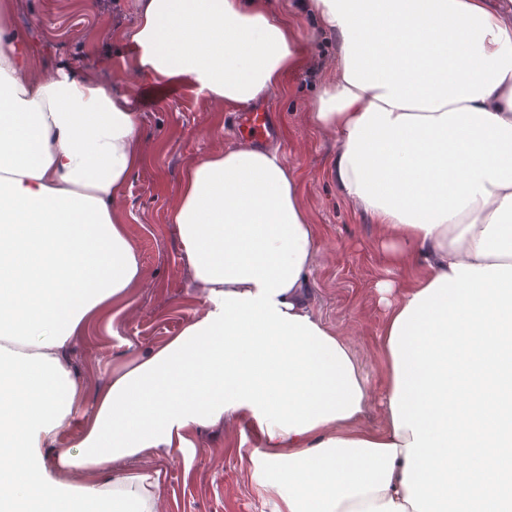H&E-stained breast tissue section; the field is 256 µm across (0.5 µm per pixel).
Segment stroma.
Returning a JSON list of instances; mask_svg holds the SVG:
<instances>
[{
	"label": "stroma",
	"instance_id": "obj_1",
	"mask_svg": "<svg viewBox=\"0 0 512 512\" xmlns=\"http://www.w3.org/2000/svg\"><path fill=\"white\" fill-rule=\"evenodd\" d=\"M273 2L278 14L301 30L306 47L304 66L287 74L284 91L263 105L280 130V152L298 177L300 199L316 232L306 286L317 315L351 341L376 395L382 389L377 340L384 316L376 284L383 279L404 283L411 272L386 263L376 246L377 226L339 195L329 172L336 141L309 121L335 50L332 37L289 12L288 0ZM14 5L12 28L36 48L45 71L61 63L92 64L104 82L121 79V57L128 52L122 33L136 15V0H14ZM133 104L144 118L145 159L123 188V206L140 255L142 285L118 326H99L67 354L71 375L89 404L113 368L178 335L204 309L168 214L182 171L202 154L241 140L234 127L236 109L197 95L185 83L161 87L137 80ZM190 439L193 453L170 457L158 450L145 460L162 472L158 512H272L263 467L238 453L258 445L246 421L199 427Z\"/></svg>",
	"mask_w": 512,
	"mask_h": 512
}]
</instances>
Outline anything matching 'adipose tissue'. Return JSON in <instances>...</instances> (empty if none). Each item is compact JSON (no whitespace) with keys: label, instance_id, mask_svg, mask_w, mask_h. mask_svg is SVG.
<instances>
[{"label":"adipose tissue","instance_id":"1","mask_svg":"<svg viewBox=\"0 0 512 512\" xmlns=\"http://www.w3.org/2000/svg\"><path fill=\"white\" fill-rule=\"evenodd\" d=\"M336 52L311 114L330 173L379 228L382 424L348 340L305 287L316 251L278 147L209 152L169 214L207 305L84 406L73 343L133 305L120 203L144 159L131 90L43 74L0 0V512H157L156 449L245 416L273 512H512V8L503 0H300ZM123 69L225 106L304 62L267 0H138Z\"/></svg>","mask_w":512,"mask_h":512}]
</instances>
